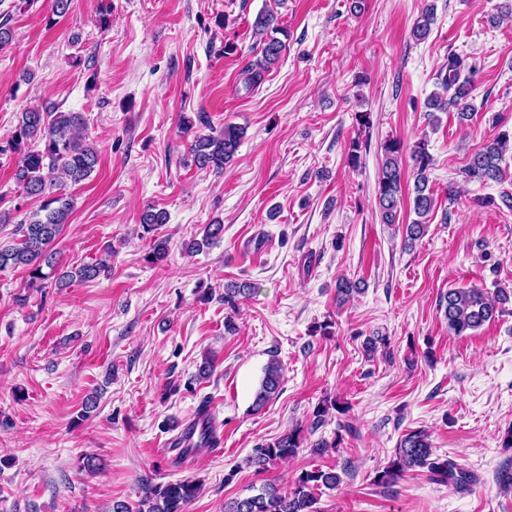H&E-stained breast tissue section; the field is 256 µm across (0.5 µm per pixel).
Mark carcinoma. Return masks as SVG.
Returning a JSON list of instances; mask_svg holds the SVG:
<instances>
[{
    "label": "carcinoma",
    "mask_w": 512,
    "mask_h": 512,
    "mask_svg": "<svg viewBox=\"0 0 512 512\" xmlns=\"http://www.w3.org/2000/svg\"><path fill=\"white\" fill-rule=\"evenodd\" d=\"M433 8L425 6L417 18L412 35L417 40L425 39L434 23ZM252 33L259 46V57L243 70L245 84L249 88L259 87L265 75L281 60L288 33L278 21L277 14L267 8L255 16ZM473 68L465 67L458 56L448 57V68L442 78L443 93L435 92L427 100V116L439 122L437 113L453 108L459 120L471 118L475 111L470 102L473 88ZM187 127L199 126L206 132L196 135L190 145L195 165L200 169L216 173L224 171L231 162L244 137V127L232 123L214 128L206 113L197 114V123L186 122ZM88 121L82 112L60 111L54 107L44 111L33 108L20 113L18 123L6 144H0V156L23 151L14 178L24 198L42 199L38 210L17 224L16 232L21 239L14 244H0V271L7 268L24 267L28 271L26 287H45L54 280L59 287L75 281L89 282L108 271L104 261L86 263L69 270L59 268V259L51 246L68 223L74 201L67 194L53 193L54 179L68 181L74 185L88 179L99 164L100 155L94 143L89 141ZM512 147V132H502L487 141L469 155L462 174L466 182H501L505 172L501 166L505 151ZM382 166L379 169L376 187V207L380 221L389 226L396 223L403 204V144L398 139H389L381 146ZM413 168L412 208L417 216L405 227L404 245L410 247L424 233L425 218L435 207V197L429 188V173L433 158L428 151L426 139H421L411 152ZM167 223V213L150 208L140 219L141 237L152 234ZM168 256V240H150L144 260L157 264ZM248 282H230L224 285V331L237 330L233 315L241 300L250 294ZM509 299V294L499 289L490 293L483 288H452L441 299L448 329L456 336H470L485 323L502 312L499 305ZM284 375L280 363L273 359L264 369V375L256 390L252 409L259 410L276 398L281 390ZM301 448L300 433L291 430L253 448L249 463L256 472L268 471L277 463L296 455ZM421 468L432 480L448 484L459 491H467L475 484L474 476L451 460H444L434 453L430 436L424 429L404 434L397 443L395 454L383 470L376 475L375 482L381 486L393 483L402 474ZM340 483V475L334 470H306L295 480L291 490L284 491L274 483H265L259 492L224 503V512H318L317 491L334 490ZM142 495L136 512H185L200 492V485L184 479L155 484L146 478L140 481Z\"/></svg>",
    "instance_id": "cac0c4a2"
}]
</instances>
